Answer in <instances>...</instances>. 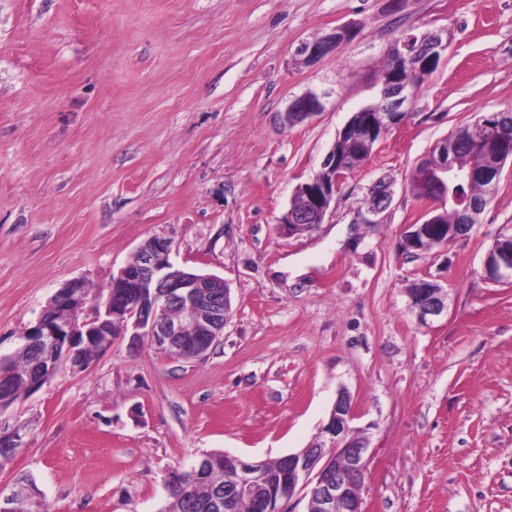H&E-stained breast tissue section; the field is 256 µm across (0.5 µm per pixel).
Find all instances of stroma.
I'll list each match as a JSON object with an SVG mask.
<instances>
[{"instance_id":"stroma-1","label":"stroma","mask_w":512,"mask_h":512,"mask_svg":"<svg viewBox=\"0 0 512 512\" xmlns=\"http://www.w3.org/2000/svg\"><path fill=\"white\" fill-rule=\"evenodd\" d=\"M354 35L310 64L304 42ZM447 33L404 120L349 173L313 232L278 228L351 117L381 97L396 41ZM310 91L323 108L288 124ZM512 107V0H0V356L67 281L108 287L146 239L231 289L199 359L113 339L0 410L49 512H163L202 453L309 447L339 388L372 452L365 512H512V281L485 278L512 233V159L464 238L401 249L435 144ZM393 184L378 223L354 218ZM448 291L419 323L415 281Z\"/></svg>"}]
</instances>
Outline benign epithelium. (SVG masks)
Wrapping results in <instances>:
<instances>
[{
    "label": "benign epithelium",
    "mask_w": 512,
    "mask_h": 512,
    "mask_svg": "<svg viewBox=\"0 0 512 512\" xmlns=\"http://www.w3.org/2000/svg\"><path fill=\"white\" fill-rule=\"evenodd\" d=\"M352 36L351 29L338 27L326 36L303 43L298 56L307 63L313 62ZM447 50L448 40L441 34L423 31L401 39L393 52H401L407 60H420L416 74L422 80L436 68ZM410 95L408 86L396 88L393 94L382 90L388 111L371 116L366 114L368 108H362L344 127L342 135L358 139L367 148L376 145L390 126L403 120L405 113L401 107ZM321 109L320 96L308 93L291 102L288 114L293 122L300 123ZM481 126L477 147L503 163L512 158V153L501 147L493 125L483 121ZM348 173L347 162L338 157L336 148H331L321 170L293 191V196L303 198L308 207L303 211L288 207L279 227L291 233L301 224L323 223L332 212L336 193ZM471 177L472 174L459 172L446 162L429 168L423 174V199L438 202L448 179L462 181ZM372 191L379 204L358 214L359 224L378 223V216L392 203L389 184L379 183ZM477 209V205L468 204L463 210V223L450 228L443 242L466 236L472 230L471 221ZM436 211L437 208H431L423 223L410 226L403 241L406 250H416L419 239L436 232ZM172 252L173 244L168 238L154 236L146 240L138 247L134 260L112 276V297L103 302L92 300L90 283L83 279H75L58 290L42 316L21 335L25 344L39 345L36 371L26 381L28 393L39 390L63 366L78 372L90 368L100 354L111 348L115 328L131 333L134 343L148 340L171 358L203 356L224 335L232 308L230 288L220 276L175 264ZM484 269L493 282L512 280V252L504 250L494 257L487 256ZM417 298L412 308L423 324L448 313V295L434 282L422 285ZM92 346L96 350L86 354ZM353 417L350 394L339 392L318 443L284 456L288 478L285 496L274 493L267 482L266 461L224 454L228 494L217 507L231 512L234 501L243 498L261 512H281L282 501L305 489L309 496L308 512H365L361 487L369 475L370 453L367 439L353 435ZM15 496L27 497L32 512H43V495H32L29 484L15 483L5 498Z\"/></svg>",
    "instance_id": "1"
}]
</instances>
